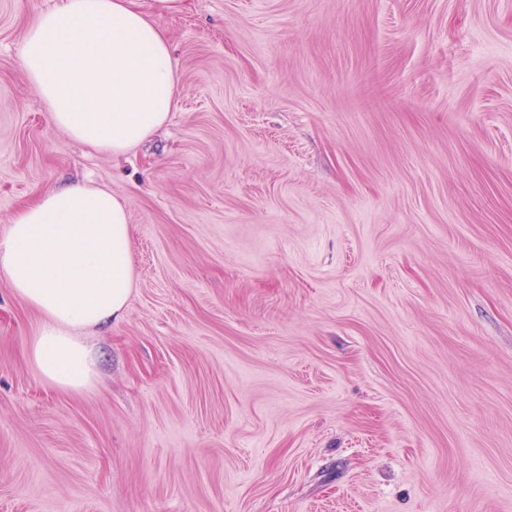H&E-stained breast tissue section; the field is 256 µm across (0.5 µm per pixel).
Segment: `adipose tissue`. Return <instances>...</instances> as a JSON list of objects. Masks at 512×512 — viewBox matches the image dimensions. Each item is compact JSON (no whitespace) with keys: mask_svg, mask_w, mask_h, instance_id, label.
I'll return each instance as SVG.
<instances>
[{"mask_svg":"<svg viewBox=\"0 0 512 512\" xmlns=\"http://www.w3.org/2000/svg\"><path fill=\"white\" fill-rule=\"evenodd\" d=\"M184 0H59L28 25L26 78L53 128L120 157L164 127L179 75L160 16ZM0 271L42 316L28 359L51 386L93 385L96 359L83 331L122 318L133 290L127 204L71 183L19 208L0 235Z\"/></svg>","mask_w":512,"mask_h":512,"instance_id":"adipose-tissue-1","label":"adipose tissue"}]
</instances>
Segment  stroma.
I'll list each match as a JSON object with an SVG mask.
<instances>
[{
  "instance_id": "1",
  "label": "stroma",
  "mask_w": 512,
  "mask_h": 512,
  "mask_svg": "<svg viewBox=\"0 0 512 512\" xmlns=\"http://www.w3.org/2000/svg\"><path fill=\"white\" fill-rule=\"evenodd\" d=\"M0 0V227L130 212L94 385L0 272V512H512V0H187L167 128L49 127Z\"/></svg>"
}]
</instances>
